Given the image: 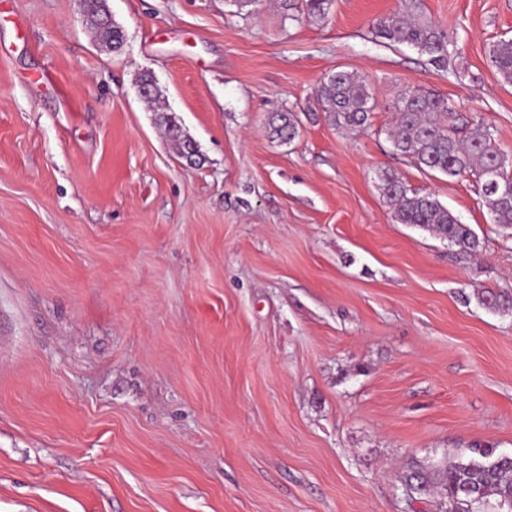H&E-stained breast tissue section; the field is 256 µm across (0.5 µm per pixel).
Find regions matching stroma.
<instances>
[{
  "label": "stroma",
  "instance_id": "35a3bbf8",
  "mask_svg": "<svg viewBox=\"0 0 512 512\" xmlns=\"http://www.w3.org/2000/svg\"><path fill=\"white\" fill-rule=\"evenodd\" d=\"M398 5L108 0L115 52L81 0H0V512H441L411 467L512 454V310L477 300L512 293V230L474 176L426 174L386 135L423 86L512 153L489 58L512 0H423L442 68L375 37ZM339 69L378 102L365 132L315 110ZM275 112L298 115L292 143ZM385 168L479 253L393 223ZM158 121L162 126H164L167 138L178 147L179 153L181 155L185 157L187 153H190L189 158L197 155L198 151L195 147L194 142L190 138V141H187L188 138L184 131L179 132L176 130L179 124L175 120V117L173 115H169L164 112L159 113ZM298 117L293 112L273 113L269 120L271 135L282 143H290L298 133Z\"/></svg>",
  "mask_w": 512,
  "mask_h": 512
}]
</instances>
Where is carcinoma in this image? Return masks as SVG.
<instances>
[{"mask_svg": "<svg viewBox=\"0 0 512 512\" xmlns=\"http://www.w3.org/2000/svg\"><path fill=\"white\" fill-rule=\"evenodd\" d=\"M84 13L102 44L117 49L123 42L115 24L102 22L106 0H83ZM376 37L388 45H407L441 67L450 55L447 36L422 15V0H406L396 10L372 23ZM490 61L503 82L512 84V38H501L490 46ZM316 102L334 126L360 131L370 124L377 106L366 80L353 71L338 70L317 90ZM394 120L387 131L395 152L418 168L449 178L475 176L493 214L494 223L512 228V155L495 143L490 128L456 110L448 98L427 88L401 91L390 104ZM158 121L181 155H197L193 141L176 130L178 122L167 113ZM271 135L283 143L298 133L293 112H276L269 120ZM378 190L396 224H409L431 232L460 252L474 253L479 247L475 232L436 197L422 193L395 172L377 174ZM480 304L488 309L511 310L512 296L484 290ZM469 454L436 470L442 487L445 512H498V505L512 501V455L473 444Z\"/></svg>", "mask_w": 512, "mask_h": 512, "instance_id": "carcinoma-1", "label": "carcinoma"}]
</instances>
